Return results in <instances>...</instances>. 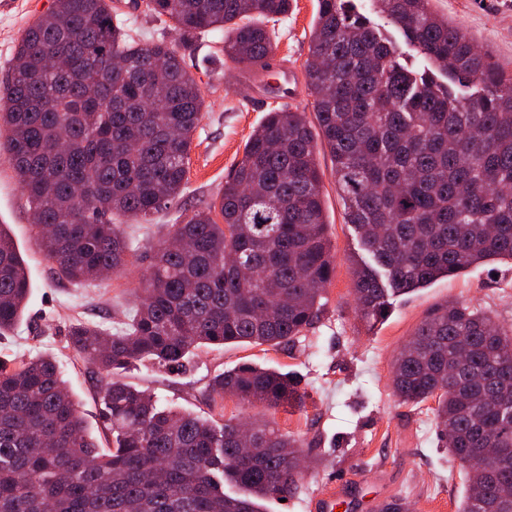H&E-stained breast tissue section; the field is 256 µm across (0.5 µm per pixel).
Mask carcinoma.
<instances>
[{"mask_svg": "<svg viewBox=\"0 0 512 512\" xmlns=\"http://www.w3.org/2000/svg\"><path fill=\"white\" fill-rule=\"evenodd\" d=\"M426 66L415 69L354 0H317L306 112L273 109L248 138L212 207L172 224L123 330L74 323L68 347L106 376L107 446L92 436L56 362L0 358V512H262L303 484L300 439L264 416L222 424L161 407L118 378L136 361L178 370L210 345L280 347L319 318L335 272L318 148L373 263L353 269L358 316L372 327L395 295L492 261L512 264V72L477 49L433 0H369ZM292 0H146L178 35L143 43L111 0H53L15 45L0 86V162L34 213L39 246L75 284L127 265L117 215L146 218L185 185L204 107L179 47L224 33V55L271 71L274 29ZM64 57V66L49 68ZM124 69L113 72V61ZM85 187L82 196L76 186ZM25 261L0 224V339L30 297ZM404 404L430 400L461 466L459 512H512V335L464 304L435 308L393 363ZM268 410L301 407L288 372L242 363L215 376L225 394ZM248 492L224 493V484Z\"/></svg>", "mask_w": 512, "mask_h": 512, "instance_id": "cac0c4a2", "label": "carcinoma"}]
</instances>
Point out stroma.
Segmentation results:
<instances>
[{
    "label": "stroma",
    "mask_w": 512,
    "mask_h": 512,
    "mask_svg": "<svg viewBox=\"0 0 512 512\" xmlns=\"http://www.w3.org/2000/svg\"><path fill=\"white\" fill-rule=\"evenodd\" d=\"M52 0H12L0 9V85L10 76L14 47L24 28L46 12ZM317 0H295L275 26L274 62L293 77L295 108L312 112L304 82ZM435 9L460 24L479 48L512 71V0H434ZM220 32L200 35L183 52L199 79L205 106L194 135L187 180L176 204L146 221L122 218L137 251L124 271L79 286L58 280L54 265L37 245V230L13 171L0 164V224L6 225L28 269L31 294L21 324L0 341V357H56L93 436L103 437L97 389L100 377L67 346L78 320L118 330L150 266V246L169 225L186 221L216 200L233 174L253 129L278 99L246 79L221 51ZM327 232L335 275L324 309L304 336L282 348L228 344L198 350L186 369L169 372L148 362L123 370L124 381L150 391L164 406L223 421L246 419L255 409L225 396L212 403L208 384L219 373L252 362L293 374L305 394L304 407L268 412L282 432L300 438L306 458L303 486L286 501L267 503V512H312L315 498L331 499L338 512H372L375 503L402 496L414 512H458L464 495L459 465L448 454L427 407L402 404L392 390L393 361L428 313L463 301L512 330V266L485 265L443 278L392 301L386 317L366 328L352 296V259L363 249L344 204L327 152L317 155Z\"/></svg>",
    "instance_id": "35a3bbf8"
}]
</instances>
